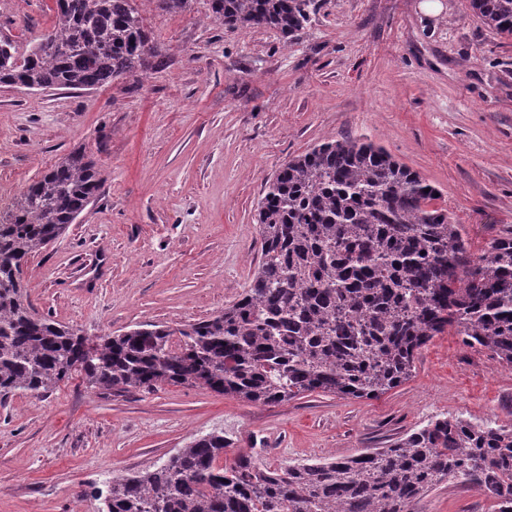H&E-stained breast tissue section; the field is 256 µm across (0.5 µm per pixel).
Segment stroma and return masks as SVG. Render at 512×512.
<instances>
[{"label": "stroma", "instance_id": "obj_1", "mask_svg": "<svg viewBox=\"0 0 512 512\" xmlns=\"http://www.w3.org/2000/svg\"><path fill=\"white\" fill-rule=\"evenodd\" d=\"M315 0L291 38L215 21L208 0L141 4L162 62L93 90L0 85V212L73 149L96 198L24 267L37 314L84 335L189 324L248 288L264 188L296 155L352 136L385 147L440 193L472 251L512 233V37L470 0ZM54 0H0L19 50L54 25ZM512 425V366L454 331L419 349L409 380L373 399L307 393L252 404L201 386L105 394L75 378L0 402V512H100L112 475L224 433L225 458L276 469L385 448L435 418ZM415 512H493L449 479Z\"/></svg>", "mask_w": 512, "mask_h": 512}]
</instances>
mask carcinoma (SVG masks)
<instances>
[{"label":"carcinoma","mask_w":512,"mask_h":512,"mask_svg":"<svg viewBox=\"0 0 512 512\" xmlns=\"http://www.w3.org/2000/svg\"><path fill=\"white\" fill-rule=\"evenodd\" d=\"M140 0H55L53 29L18 53L0 37V85L90 90L153 68L159 54ZM165 13L194 0H151ZM214 19L288 38L312 0H208ZM512 36V0H471ZM100 189L95 163L71 152L0 220V396H45L80 377L105 391L203 386L253 404L306 393L377 398L408 380L418 350L450 329L465 347L512 365V236L476 254L437 189L384 147L341 137L286 162L258 203L262 258L224 311L172 327L142 323L85 336L32 312L28 259L61 236ZM224 432L165 461L115 475L102 512H415L454 478L512 512V425L428 422L387 448L279 470L251 455L223 462Z\"/></svg>","instance_id":"1"}]
</instances>
